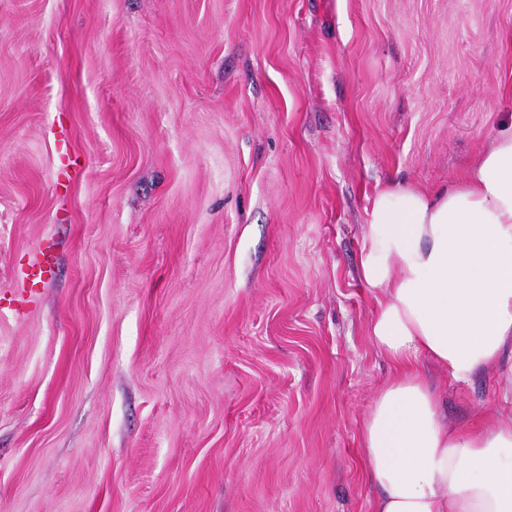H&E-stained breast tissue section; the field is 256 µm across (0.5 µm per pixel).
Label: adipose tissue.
I'll use <instances>...</instances> for the list:
<instances>
[{"label": "adipose tissue", "instance_id": "obj_1", "mask_svg": "<svg viewBox=\"0 0 512 512\" xmlns=\"http://www.w3.org/2000/svg\"><path fill=\"white\" fill-rule=\"evenodd\" d=\"M359 275L382 292L369 334L395 369L361 435L374 512H512V420L448 424L422 368L465 385L512 353V129L466 179L379 191Z\"/></svg>", "mask_w": 512, "mask_h": 512}]
</instances>
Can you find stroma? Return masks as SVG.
Returning a JSON list of instances; mask_svg holds the SVG:
<instances>
[{"instance_id": "35a3bbf8", "label": "stroma", "mask_w": 512, "mask_h": 512, "mask_svg": "<svg viewBox=\"0 0 512 512\" xmlns=\"http://www.w3.org/2000/svg\"><path fill=\"white\" fill-rule=\"evenodd\" d=\"M510 125L512 0H0V512H373L370 200Z\"/></svg>"}]
</instances>
